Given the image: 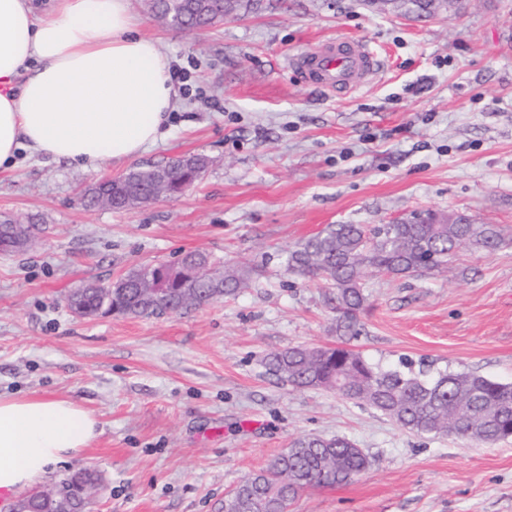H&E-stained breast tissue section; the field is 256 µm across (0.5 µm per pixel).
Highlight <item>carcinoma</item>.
<instances>
[{"label":"carcinoma","instance_id":"cac0c4a2","mask_svg":"<svg viewBox=\"0 0 512 512\" xmlns=\"http://www.w3.org/2000/svg\"><path fill=\"white\" fill-rule=\"evenodd\" d=\"M182 9V24L204 30L237 13L244 0L221 4L208 0H151L150 7L166 19L171 6ZM207 167L201 156L171 159L163 166L131 170L83 193L84 206L101 204L129 210L156 200L154 180H167L164 195L183 193L199 181ZM40 223L28 225L0 220V241L17 243ZM503 236L494 224L466 218L461 224H417L401 218L392 224H330L288 252L286 270L329 283L328 303L336 313V335L349 341L363 332L360 315L366 308L363 279L369 274L407 277L446 272L457 251L469 247L494 251ZM254 269H219L209 254L188 252L176 266H143L128 272L105 298L86 290L71 312L81 317L119 314L129 317L161 315L202 307L235 294ZM269 374L295 388L323 389L369 406L405 430L454 436L487 444L512 437V384L476 372L432 371L423 361L403 357L385 367L368 361L345 345L311 349L289 347L265 357ZM363 451L347 438L303 437L275 456L258 473L243 480L226 499L229 512H283L299 492L346 484L367 466Z\"/></svg>","mask_w":512,"mask_h":512}]
</instances>
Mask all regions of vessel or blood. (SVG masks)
Listing matches in <instances>:
<instances>
[{
  "mask_svg": "<svg viewBox=\"0 0 512 512\" xmlns=\"http://www.w3.org/2000/svg\"><path fill=\"white\" fill-rule=\"evenodd\" d=\"M287 65L302 82L346 96L361 89L376 73L379 59L368 44L339 38L290 55Z\"/></svg>",
  "mask_w": 512,
  "mask_h": 512,
  "instance_id": "vessel-or-blood-1",
  "label": "vessel or blood"
}]
</instances>
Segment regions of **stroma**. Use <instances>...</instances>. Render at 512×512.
I'll list each match as a JSON object with an SVG mask.
<instances>
[{"mask_svg": "<svg viewBox=\"0 0 512 512\" xmlns=\"http://www.w3.org/2000/svg\"><path fill=\"white\" fill-rule=\"evenodd\" d=\"M183 78L156 145L79 168L21 150L0 170V217L43 219L27 251L0 253V395L55 396L95 412L79 470L103 490L90 512H221L225 496L305 436H343L369 458L351 482L300 492L288 512H512V440L409 432L376 410L266 373L264 357L336 345L324 284L285 271L330 224L462 211L503 245L460 250L448 273L367 277L355 349L388 366L512 382V0H467L430 20L363 0H261L204 31L171 29L130 0ZM368 42L380 67L339 99L288 69L318 41ZM209 165L184 194L130 211L86 208L104 177L177 156ZM202 251L259 269L201 308L83 319L70 291Z\"/></svg>", "mask_w": 512, "mask_h": 512, "instance_id": "stroma-1", "label": "stroma"}]
</instances>
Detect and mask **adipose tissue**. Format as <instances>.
<instances>
[{
  "label": "adipose tissue",
  "instance_id": "adipose-tissue-1",
  "mask_svg": "<svg viewBox=\"0 0 512 512\" xmlns=\"http://www.w3.org/2000/svg\"><path fill=\"white\" fill-rule=\"evenodd\" d=\"M169 68L129 0H0V166L23 147L83 168L144 152L175 107ZM98 425L70 398L0 396V490L80 457Z\"/></svg>",
  "mask_w": 512,
  "mask_h": 512
}]
</instances>
